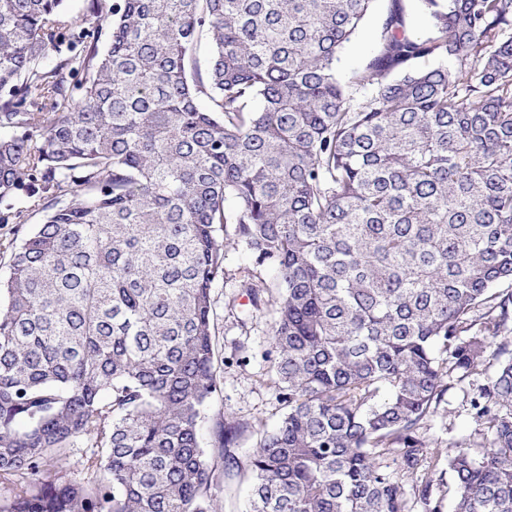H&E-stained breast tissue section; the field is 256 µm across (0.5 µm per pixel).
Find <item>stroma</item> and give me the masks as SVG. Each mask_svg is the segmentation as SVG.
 I'll return each mask as SVG.
<instances>
[{
	"label": "stroma",
	"instance_id": "35a3bbf8",
	"mask_svg": "<svg viewBox=\"0 0 512 512\" xmlns=\"http://www.w3.org/2000/svg\"><path fill=\"white\" fill-rule=\"evenodd\" d=\"M386 8L385 0H380L376 13L368 18L359 34L343 50L339 63L342 75H349L363 64L379 34L381 15ZM252 268L247 254L228 250L224 260V285L214 291L219 340L224 345V390L212 402L209 415L213 418L224 414L260 420L272 426L281 418L283 409L264 360L265 352L271 348L269 321L262 317L247 325L240 324L238 311L228 306L229 298L238 294L240 281ZM238 343L248 348L250 362L247 365H240L234 356V346ZM481 382L478 376L452 381L429 421L428 436L452 444L474 434L476 425L468 414L466 398ZM255 443L252 437L242 440L235 451L234 461L226 465L224 480L215 500L217 512H246L249 455Z\"/></svg>",
	"mask_w": 512,
	"mask_h": 512
}]
</instances>
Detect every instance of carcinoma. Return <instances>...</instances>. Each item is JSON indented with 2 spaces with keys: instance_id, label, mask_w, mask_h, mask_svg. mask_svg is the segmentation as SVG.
Masks as SVG:
<instances>
[{
  "instance_id": "obj_1",
  "label": "carcinoma",
  "mask_w": 512,
  "mask_h": 512,
  "mask_svg": "<svg viewBox=\"0 0 512 512\" xmlns=\"http://www.w3.org/2000/svg\"><path fill=\"white\" fill-rule=\"evenodd\" d=\"M374 2L0 0V224L43 212L0 279V475L36 481L0 512H214L247 433L249 512H412L408 478L443 512L432 447L453 512H512V0H415L425 36L390 0L341 77ZM230 246L284 413L205 438ZM388 5V1H379L375 13L368 18L359 34L343 50L339 63L342 75L348 76L351 71L363 64L379 34L381 17ZM483 381L481 375L471 376L462 381H457L456 377L448 380L451 384L448 392L428 422V436L444 444H453L473 435L477 426L468 414L466 398L467 394ZM95 448H70L67 453L66 478L75 483L92 484L99 473L86 465Z\"/></svg>"
}]
</instances>
